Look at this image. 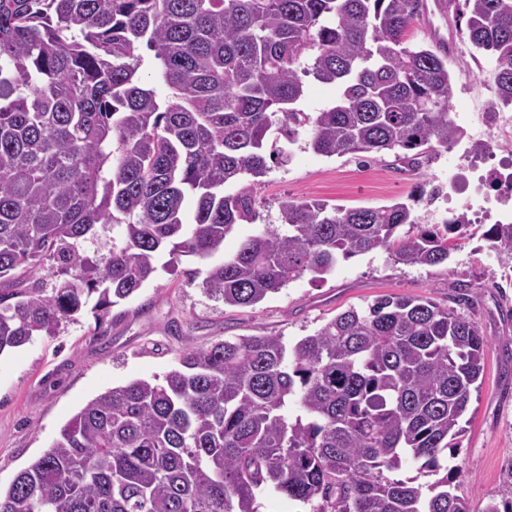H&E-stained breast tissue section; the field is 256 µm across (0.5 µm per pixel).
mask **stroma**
Masks as SVG:
<instances>
[{"instance_id":"35a3bbf8","label":"stroma","mask_w":512,"mask_h":512,"mask_svg":"<svg viewBox=\"0 0 512 512\" xmlns=\"http://www.w3.org/2000/svg\"><path fill=\"white\" fill-rule=\"evenodd\" d=\"M493 62L458 42L449 60L451 116L466 133L495 102ZM307 135L291 157L272 164L256 187L258 224H242L216 261L232 254L257 225L279 221L282 201L303 198L329 205L380 207L406 200L419 183L447 179L460 144L439 151L420 168L394 152L326 158L308 149ZM486 225L459 240L447 262L405 265L376 250L339 261L325 281L303 275L253 307L206 296L207 264L191 257L155 277L128 301L112 307L104 325L91 311L63 323L54 336L0 356V486L41 456L61 426L87 401L135 379L163 375L186 345L207 346L240 336L275 335L296 342L338 313L363 308L382 295L421 296L458 311L484 333V372L471 391L449 468L458 470V495L478 512L490 497H512V252L493 247ZM471 304H457V292Z\"/></svg>"}]
</instances>
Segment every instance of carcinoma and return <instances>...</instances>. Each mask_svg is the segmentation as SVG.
Wrapping results in <instances>:
<instances>
[{"mask_svg":"<svg viewBox=\"0 0 512 512\" xmlns=\"http://www.w3.org/2000/svg\"><path fill=\"white\" fill-rule=\"evenodd\" d=\"M495 59L512 106V0H439ZM423 0H0V355L56 334L85 307L106 314L182 257L207 260L259 218L273 133L324 157L400 152L413 166L461 135L448 55L411 44ZM147 46L171 89L138 69ZM311 77L334 104L301 107ZM252 184L225 187L243 177ZM441 192L344 208L280 206L203 290L253 307L309 273L325 280L376 249L437 266L459 224H418ZM196 198L192 221L183 202ZM409 227L403 231V227ZM112 233L91 260L83 244ZM487 236L512 251V224ZM49 284L24 286L44 266ZM487 338L436 302L384 295L290 345L240 336L187 345L161 376L86 402L51 447L0 489V512H258L259 493L315 512H472L445 453L484 370ZM445 475L413 485L410 461Z\"/></svg>","mask_w":512,"mask_h":512,"instance_id":"1","label":"carcinoma"}]
</instances>
